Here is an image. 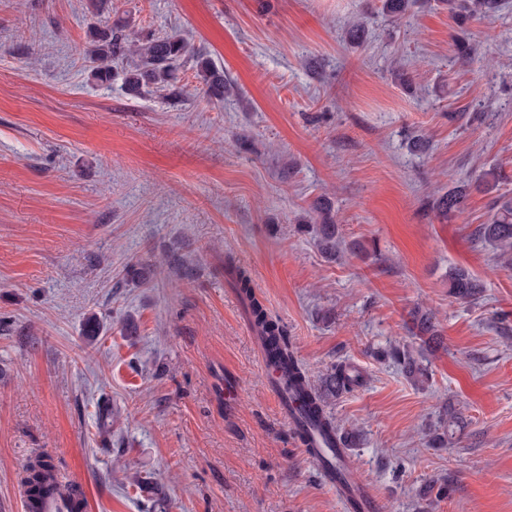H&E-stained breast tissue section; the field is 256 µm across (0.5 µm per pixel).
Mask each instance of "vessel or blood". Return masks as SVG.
<instances>
[{
    "instance_id": "obj_1",
    "label": "vessel or blood",
    "mask_w": 512,
    "mask_h": 512,
    "mask_svg": "<svg viewBox=\"0 0 512 512\" xmlns=\"http://www.w3.org/2000/svg\"><path fill=\"white\" fill-rule=\"evenodd\" d=\"M261 371L280 413L294 428L306 435L311 458L320 465L325 481L344 502L348 512H378L375 491L357 476L350 458L338 449L337 438L322 433L319 419L306 411L301 401L289 393L270 362H263Z\"/></svg>"
}]
</instances>
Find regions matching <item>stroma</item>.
<instances>
[{"mask_svg":"<svg viewBox=\"0 0 512 512\" xmlns=\"http://www.w3.org/2000/svg\"><path fill=\"white\" fill-rule=\"evenodd\" d=\"M500 2L459 26L444 0L398 20L382 0H0V512H24L36 452L86 512H150L157 489L168 512H344L261 377L228 255L311 381L363 373L328 410L362 431L351 456L380 512H512V269L474 234L512 193ZM111 30L181 35L229 93L208 99L190 58L138 94L127 57L111 84L90 80L85 54ZM490 168L499 186L471 188L465 221L436 216L434 196ZM323 203L333 259L301 230ZM452 266L482 281L477 303L449 296ZM417 305L440 346L412 336ZM403 344L425 386L387 357ZM449 404L465 427L428 447ZM437 478L448 496L425 493Z\"/></svg>","mask_w":512,"mask_h":512,"instance_id":"obj_1","label":"stroma"}]
</instances>
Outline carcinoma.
Listing matches in <instances>:
<instances>
[{
	"label": "carcinoma",
	"mask_w": 512,
	"mask_h": 512,
	"mask_svg": "<svg viewBox=\"0 0 512 512\" xmlns=\"http://www.w3.org/2000/svg\"><path fill=\"white\" fill-rule=\"evenodd\" d=\"M382 9L392 17H402L415 5L416 0H382ZM499 8V0H470L465 13L457 18L465 22L469 19L490 18ZM189 53L187 42L178 35L148 39L141 42L137 37L127 35H105L100 44L87 51L92 62L90 69L93 78L101 83L112 80V60L126 55H134L138 63L126 71L124 83L128 90L137 92L144 85H167L173 78V71L178 61ZM200 73L207 86L206 94L215 99L224 98V75L211 67L205 58L199 61ZM471 183L459 182L448 192L437 196L431 202V208L444 219H460L465 213V200L469 195ZM321 250L329 255L337 252L339 244V226L330 209L323 208L319 222L309 225ZM476 236L488 244L499 257L512 253V194L496 196L493 212L485 224L475 230ZM225 270L232 274L235 287L239 288L242 298L250 306L253 326L260 336L263 346L281 377L294 390L305 406H310L318 413L327 410L328 400L339 394L352 391L361 384L363 376L355 368L336 365L321 379L319 385L310 382L306 371L298 362L288 345L286 330L273 320L255 297L249 274L235 265L232 258L225 260ZM448 293L463 303H476L482 298L483 285L468 270L462 267L448 269ZM413 327L416 335L431 346L441 344L435 317L428 311L416 309L412 312ZM393 358L401 366L403 373L413 382L422 384L429 379L428 369L419 363L407 349H396ZM463 425L460 413L450 407L445 417L440 419L443 432L433 431L428 434L427 443L434 448L444 441L455 438ZM54 465L47 455L42 454L30 460L25 466L24 482L31 495L30 508H35L38 497L45 489L53 488Z\"/></svg>",
	"instance_id": "cac0c4a2"
}]
</instances>
